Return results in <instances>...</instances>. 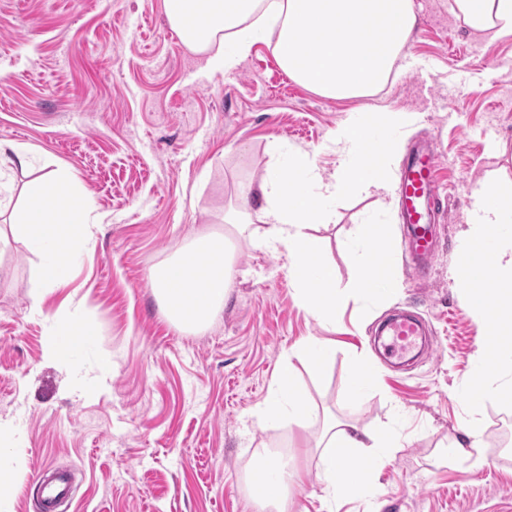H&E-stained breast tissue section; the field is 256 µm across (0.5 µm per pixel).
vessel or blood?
<instances>
[{
  "mask_svg": "<svg viewBox=\"0 0 512 512\" xmlns=\"http://www.w3.org/2000/svg\"><path fill=\"white\" fill-rule=\"evenodd\" d=\"M438 165L433 142L425 140L412 147L398 176L401 216L407 229L412 260L411 275L417 280L428 276L435 257L434 207ZM385 330L389 336L385 350L391 356L412 351L422 334L421 325L410 314L391 320ZM43 494L50 512H57L69 494L67 478L60 474L53 476L44 486Z\"/></svg>",
  "mask_w": 512,
  "mask_h": 512,
  "instance_id": "b4317fda",
  "label": "vessel or blood"
}]
</instances>
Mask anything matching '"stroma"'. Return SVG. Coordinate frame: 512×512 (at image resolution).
I'll return each instance as SVG.
<instances>
[{"label": "stroma", "mask_w": 512, "mask_h": 512, "mask_svg": "<svg viewBox=\"0 0 512 512\" xmlns=\"http://www.w3.org/2000/svg\"><path fill=\"white\" fill-rule=\"evenodd\" d=\"M412 37L398 73L379 92L336 100L292 81L271 46L257 42L233 70L210 69L169 27L163 0H0V142L25 166L0 164V217L14 219L23 184L63 170L107 217L67 285L39 291L38 256L0 236V463L13 474L14 512H37L39 471L76 476L68 512H255L249 475L262 459L288 458L305 474L290 512H512V405L498 394L512 361L492 365L488 394L470 413L461 394L483 351L484 324L456 277L476 192L486 171L512 177V37L471 31L453 0H413ZM401 118L388 178L412 143L430 138L445 201L429 278L404 263L395 187L336 204L313 226L324 258L346 285V245L360 225L380 226L379 251L401 285L390 298L349 299L336 324L319 323L295 295L284 259L260 247L261 222L236 239L231 292L199 333L173 326L150 283L154 266L194 235L244 207L274 145L313 153L322 177L336 169L330 137L355 112ZM83 308L69 306L72 296ZM401 309L430 329V359L383 362L374 330ZM64 317L96 323V340L66 364L43 355ZM336 346L333 362L295 361L301 391L318 408L307 430L262 427L252 415L295 345ZM373 386H346L354 356ZM399 437L368 486L323 493L315 443L326 419ZM476 422L481 446L448 456Z\"/></svg>", "instance_id": "1"}]
</instances>
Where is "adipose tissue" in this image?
I'll use <instances>...</instances> for the list:
<instances>
[{
  "instance_id": "adipose-tissue-1",
  "label": "adipose tissue",
  "mask_w": 512,
  "mask_h": 512,
  "mask_svg": "<svg viewBox=\"0 0 512 512\" xmlns=\"http://www.w3.org/2000/svg\"><path fill=\"white\" fill-rule=\"evenodd\" d=\"M454 4L469 29L497 38L512 36V0ZM164 13L182 43L206 52L213 67L232 70L256 42L266 41L290 78L334 99H357L382 87L416 24L412 0H164ZM374 129L364 113L337 129L333 141L340 159L327 179L318 175L312 153L274 147L264 176L244 191L245 198L257 202L266 226L261 244L287 256L300 303L325 323L341 314L343 292L384 297L398 289L386 264L375 258L377 225H362L348 243L356 275L344 290L336 286L335 267L322 258L323 240L311 232L312 226L332 223L335 201L385 188L393 147L385 137L374 136ZM71 182L67 174L27 181L23 207L12 226L40 257L38 281L46 291L70 280L73 257L94 242L103 222L89 196L73 190ZM249 221L246 211L222 215L221 231L199 235L152 269L153 288L172 324L201 331L213 322L228 296L230 238ZM488 243L493 246L490 262L477 260L458 271L467 287L466 303L481 317L496 311L492 282L504 274L512 277V178L499 170L486 173L461 237L468 253ZM97 334L92 321H58L47 338L45 357L68 362ZM282 417L301 430L317 417L312 402L295 385L291 360L274 375L254 422L265 425ZM320 446L324 492L332 496L341 488L364 486L366 470L352 465L359 449H368L372 462L399 449L400 443L390 434L370 435L354 423L331 419L324 424ZM273 467L268 479L253 475V494L259 512H288L289 487L300 484L302 476L278 461Z\"/></svg>"
}]
</instances>
